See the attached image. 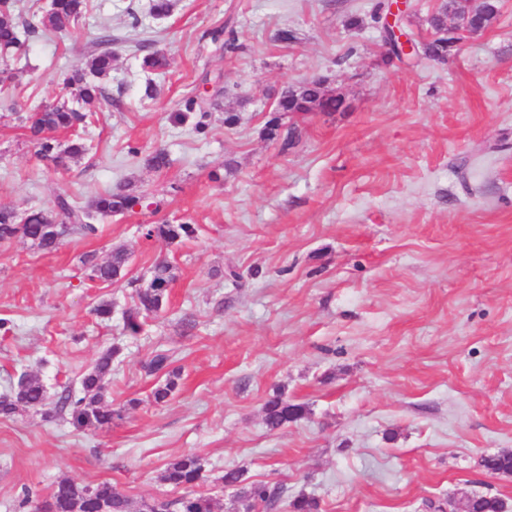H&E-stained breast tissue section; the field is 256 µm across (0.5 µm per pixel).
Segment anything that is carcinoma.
Returning a JSON list of instances; mask_svg holds the SVG:
<instances>
[{
  "mask_svg": "<svg viewBox=\"0 0 512 512\" xmlns=\"http://www.w3.org/2000/svg\"><path fill=\"white\" fill-rule=\"evenodd\" d=\"M88 0H51L47 8L29 19L17 21L15 0H0V53L8 55L20 46L21 36L30 37L40 30L63 32L68 30L86 11ZM112 35L106 28L93 41L88 71L74 72L63 79L66 98L56 104L30 112L26 116L28 129L38 140L39 153L56 164L87 153L86 144L74 139L63 150L47 133L57 130H76L86 124L93 113L85 106L99 98H107L101 79L112 71ZM140 66L146 72H159L167 66L165 56L143 42L138 46ZM314 97L322 112H337L343 108V99L321 89H308L303 93L290 88L280 94L273 111L277 116L269 119L264 128L270 139L281 136V116L304 112L302 102ZM135 196L118 186L78 204L64 196L56 199L54 206L18 210L0 207V242L22 238L31 241L37 248L50 252L61 242L59 234L81 233L93 235L98 218H106L128 210ZM196 228L190 224H151L146 229V238L167 245L180 243L195 236ZM128 253L117 248L110 257L99 262L94 257L83 260L85 276L99 285H111L126 276ZM173 281L171 266L163 261L154 267V274L146 288L137 291L135 306L124 313L125 328L132 335L140 333V317L159 312ZM118 354L114 348L104 351L93 367L79 380V390L67 386L56 407L70 415L76 428L108 429L114 420L122 419L124 408H114L105 401L106 377L112 371V360ZM173 359L167 353H156L146 363L150 375L166 376L165 383L152 393L154 402L168 401L176 387L177 373L171 369ZM48 400L44 385L35 377L24 373L17 388L0 395V415L9 417L19 407H38ZM303 413V406L288 402L277 393L264 404V422L268 429L278 430L296 421ZM481 466L495 473L512 472V453H501L485 457ZM206 469L202 458L186 454L170 463L162 477L163 482L184 488L186 492L173 499L150 500L141 503L138 512H213L212 499L198 495L190 488L205 481ZM244 512H254L257 506L274 508L286 503L287 512H320L319 501L310 496L298 495L288 499L283 486L252 483L242 488L239 495ZM465 512H500L497 498L473 496L464 503ZM33 512H131L129 499L117 491L109 481L95 484H80L73 480H62L56 484L49 497L35 502Z\"/></svg>",
  "mask_w": 512,
  "mask_h": 512,
  "instance_id": "carcinoma-1",
  "label": "carcinoma"
}]
</instances>
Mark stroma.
<instances>
[{"instance_id":"1","label":"stroma","mask_w":512,"mask_h":512,"mask_svg":"<svg viewBox=\"0 0 512 512\" xmlns=\"http://www.w3.org/2000/svg\"><path fill=\"white\" fill-rule=\"evenodd\" d=\"M379 3L176 0L157 19L150 0H90L69 32L27 38L0 62V206L124 184L141 199L49 254L0 243V394L28 372L52 398L0 417V512H29L25 498L63 479L111 481L137 504L173 498L160 475L188 453L205 462L196 491L215 512H234L232 468L322 512H430L486 493L512 510V476L481 465L512 453V0L445 60L405 62L385 54ZM227 24L234 54L210 39ZM105 26L115 61L91 106L92 150L55 165L22 118L60 99L61 73L86 68ZM281 29L295 42L275 41ZM141 40L167 58L151 78ZM316 77L346 110L284 116L292 141L268 139L281 91ZM224 86L203 129L175 121ZM159 149L169 165L157 171L146 160ZM163 222L197 236L145 238ZM116 248L125 278L86 281L84 258ZM162 260L167 303L129 335L123 314ZM103 300L105 320L93 313ZM111 347L106 396L123 417L74 428L53 401ZM159 351L181 375L156 406L163 379L143 365ZM277 391L305 411L272 431L263 406Z\"/></svg>"}]
</instances>
